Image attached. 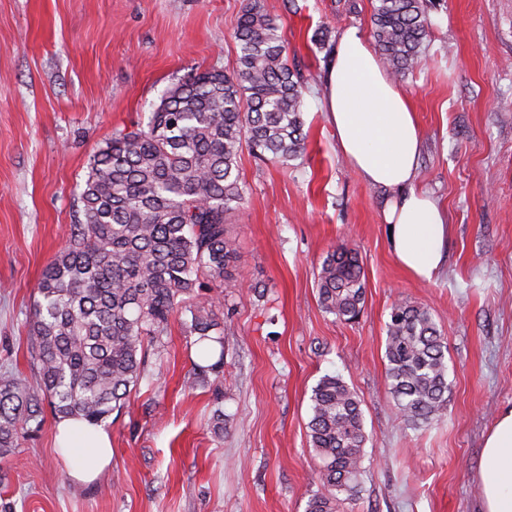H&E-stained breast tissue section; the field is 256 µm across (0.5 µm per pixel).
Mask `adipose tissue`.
<instances>
[{"label":"adipose tissue","mask_w":512,"mask_h":512,"mask_svg":"<svg viewBox=\"0 0 512 512\" xmlns=\"http://www.w3.org/2000/svg\"><path fill=\"white\" fill-rule=\"evenodd\" d=\"M324 110L349 164L367 183L396 193L385 219L397 262L418 279L434 280L448 216L414 184L421 146L416 114L358 28L345 30L333 52ZM56 441L76 483L93 482L112 463V439L103 426L63 418ZM479 478L483 512H512V408L499 413L486 436Z\"/></svg>","instance_id":"ef3b65f1"}]
</instances>
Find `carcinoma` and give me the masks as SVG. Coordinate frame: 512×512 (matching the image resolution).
<instances>
[{
  "instance_id": "carcinoma-1",
  "label": "carcinoma",
  "mask_w": 512,
  "mask_h": 512,
  "mask_svg": "<svg viewBox=\"0 0 512 512\" xmlns=\"http://www.w3.org/2000/svg\"><path fill=\"white\" fill-rule=\"evenodd\" d=\"M373 36L395 75L413 70L428 41L425 0H376ZM231 74L196 71L166 90L146 126L117 130L93 155L80 195L84 221L43 270L28 349L33 376L0 370V456L56 418L104 422L148 375L145 345L160 357L171 319L201 344L190 386L224 363L222 293L237 251L232 217L245 201L239 158L249 146L282 164L304 152L308 80L288 64L277 20L261 0L237 19ZM358 253L339 246L317 273L318 302L355 320L364 300ZM386 381L403 421L442 419L448 403L447 346L430 311L392 304L386 324ZM309 443L321 489L306 512H336L341 493L361 488L368 436L357 394L324 376L311 396Z\"/></svg>"
}]
</instances>
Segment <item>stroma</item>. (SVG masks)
<instances>
[{"label": "stroma", "mask_w": 512, "mask_h": 512, "mask_svg": "<svg viewBox=\"0 0 512 512\" xmlns=\"http://www.w3.org/2000/svg\"><path fill=\"white\" fill-rule=\"evenodd\" d=\"M248 0H0V369L31 375L41 272L82 221L93 154L145 126L168 86L232 73ZM310 78L306 147L282 166L243 149L245 204L225 284L224 376L188 389L200 346L172 321L149 381L105 426L112 465L71 484L54 419L0 459V512H305L319 488L311 395L326 375L359 396L369 440L343 512H480L495 415L512 408V0H430V42L398 77L422 136L416 182L448 212L443 271L427 283L396 261L384 211L394 193L343 159L322 92L343 29L371 30L374 0H261ZM365 274L359 317L318 303L338 245ZM428 307L448 352V411L414 429L385 381L394 300Z\"/></svg>", "instance_id": "1"}]
</instances>
